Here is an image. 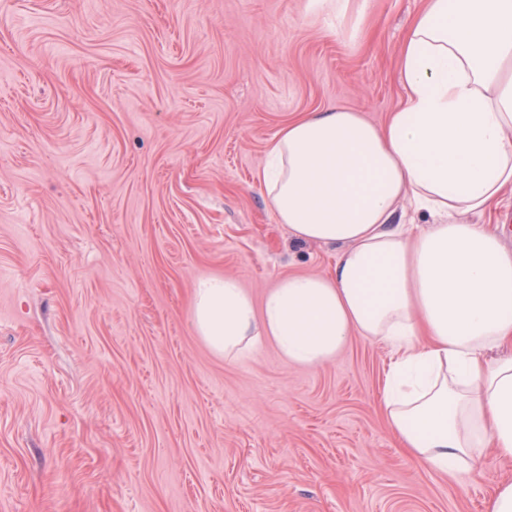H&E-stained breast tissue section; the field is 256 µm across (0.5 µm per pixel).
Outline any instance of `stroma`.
I'll return each mask as SVG.
<instances>
[{"label": "stroma", "instance_id": "obj_1", "mask_svg": "<svg viewBox=\"0 0 512 512\" xmlns=\"http://www.w3.org/2000/svg\"><path fill=\"white\" fill-rule=\"evenodd\" d=\"M426 0H0V512H485L398 448L389 348L244 361L192 325L200 279L262 301L337 250L292 238L270 142L339 103L383 124Z\"/></svg>", "mask_w": 512, "mask_h": 512}]
</instances>
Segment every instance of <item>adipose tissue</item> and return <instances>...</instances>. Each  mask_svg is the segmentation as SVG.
Wrapping results in <instances>:
<instances>
[{
  "mask_svg": "<svg viewBox=\"0 0 512 512\" xmlns=\"http://www.w3.org/2000/svg\"><path fill=\"white\" fill-rule=\"evenodd\" d=\"M404 104L381 125L340 104L288 124L261 184L278 223L337 245L332 275H291L254 304L200 280L193 325L225 359L272 343L316 367L352 336L390 347L389 426L454 477L483 448L512 457V251L468 221L512 187V0H428L401 52ZM416 213L429 223H414Z\"/></svg>",
  "mask_w": 512,
  "mask_h": 512,
  "instance_id": "adipose-tissue-1",
  "label": "adipose tissue"
}]
</instances>
